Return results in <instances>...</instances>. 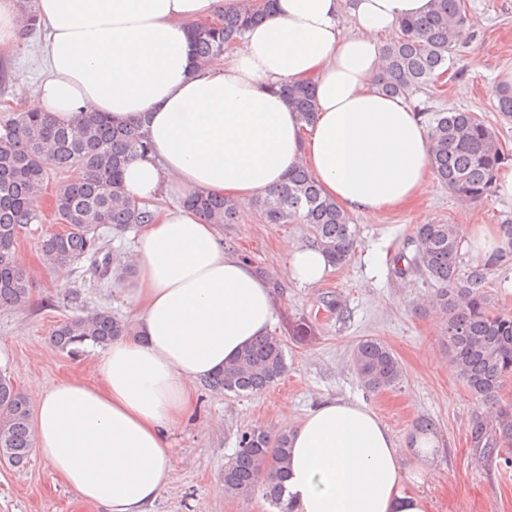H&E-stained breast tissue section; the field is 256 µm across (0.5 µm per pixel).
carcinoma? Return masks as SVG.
<instances>
[{
    "mask_svg": "<svg viewBox=\"0 0 512 512\" xmlns=\"http://www.w3.org/2000/svg\"><path fill=\"white\" fill-rule=\"evenodd\" d=\"M262 14L246 9L224 14L216 25L190 24L196 62L208 66L238 41ZM468 18L463 0H432L431 11L402 21L403 37L383 48L385 67L377 79L381 89L405 97L454 68L456 40ZM280 93L301 119L315 114V96L309 82L284 85ZM496 109L512 116V88H497ZM430 165L435 177L459 199L477 202L493 189L504 164L498 136L475 113L438 112L429 124ZM150 142L142 123L114 124L91 112L76 124H60L47 114L20 112L0 126V308H22L30 303V277L15 261L20 229L40 224L37 207L51 172L67 174L54 194L53 210L65 233L41 242L45 266L62 268L91 258L105 268L116 264L124 277L132 276L127 263L102 253L100 229L125 230L144 224L149 208L124 191L122 172L131 159L145 154ZM183 204L204 222L222 228L239 218L240 205L222 197L190 193ZM256 207L268 224H305L317 246L335 267L347 264L355 248L351 217L333 199L322 195L308 169L300 165L277 189L259 197ZM416 250L409 264L439 285L432 304L446 318L450 362L469 394L484 407L468 432L470 445L482 457L512 462V404L499 398L512 379V316L492 311L483 291V273H461V241L457 225L419 224ZM133 326L105 308L58 325L51 338L60 352H76L83 345L105 346L118 336H133ZM353 368L372 393L394 388L403 368L383 341L367 337L352 353ZM283 341L272 334L246 346L210 378L207 386L236 395L260 393L286 372ZM31 409L10 378L0 375V457L14 467L24 466L31 452ZM288 434L256 426L238 436V449L224 467V494L248 497L259 491L276 512H293L283 498L281 479L288 463Z\"/></svg>",
    "mask_w": 512,
    "mask_h": 512,
    "instance_id": "carcinoma-1",
    "label": "carcinoma"
}]
</instances>
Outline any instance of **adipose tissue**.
<instances>
[{"instance_id": "obj_1", "label": "adipose tissue", "mask_w": 512, "mask_h": 512, "mask_svg": "<svg viewBox=\"0 0 512 512\" xmlns=\"http://www.w3.org/2000/svg\"><path fill=\"white\" fill-rule=\"evenodd\" d=\"M36 0L46 30L39 88L28 112L71 124L89 112L141 121L150 151L123 170L143 203L204 192L247 201L279 187L297 164L347 211L380 212L432 186L428 130L404 97L375 84L382 46L431 0ZM250 5L263 20L228 59L200 68L187 26ZM351 29H344L343 19ZM312 82L313 123L280 87ZM488 259L502 247L493 224L458 226ZM127 288L137 333L96 356V382L35 383L37 453L83 501L104 512H147L167 483L166 436L193 406L192 388L266 335L272 292L229 252L217 225L183 206L141 225ZM332 269L315 246L291 249L286 273L303 285ZM283 495L294 512H430L419 476L388 427L359 400L321 402L291 426Z\"/></svg>"}]
</instances>
